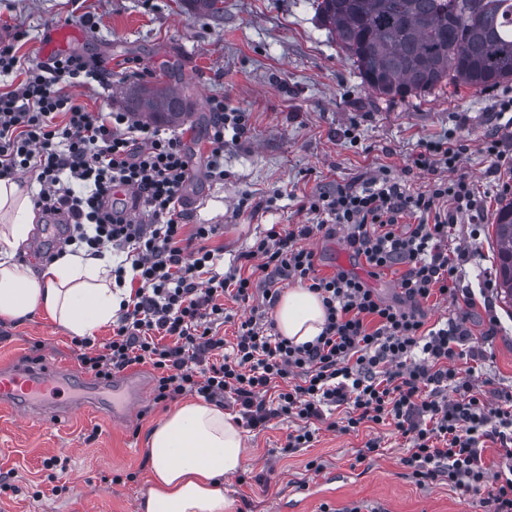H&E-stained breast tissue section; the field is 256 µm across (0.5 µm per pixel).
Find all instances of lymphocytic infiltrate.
<instances>
[{
  "label": "lymphocytic infiltrate",
  "mask_w": 512,
  "mask_h": 512,
  "mask_svg": "<svg viewBox=\"0 0 512 512\" xmlns=\"http://www.w3.org/2000/svg\"><path fill=\"white\" fill-rule=\"evenodd\" d=\"M26 78L0 93V179L24 173L40 191L34 206L67 224L90 254L112 248L125 257L112 273L134 280L112 323V336L76 340L81 368L111 376L135 365L157 373L154 403L183 395L238 406L245 427L272 419L293 422L286 450L310 447L320 427L355 432L388 423L411 442L402 460L417 485L447 481L462 493H484L490 512H512V396L490 406L458 367L482 357L469 347L459 317L426 327L420 309L432 296L456 297L465 252L450 255L459 214L474 206L458 168L464 146L455 133L427 143L414 168L450 176L414 193L390 172L356 190L339 186L308 198L319 224L266 230L220 271L210 224L187 227L182 189L190 160L178 134L123 111L90 112L70 86L104 84L111 70L82 54H59L46 65H24L12 43L0 42V75ZM206 174L224 179V133L243 135L242 113L211 99ZM346 232L347 248L370 275L399 266L401 299L380 298L358 277L320 275L314 233ZM317 293L326 319L314 341L296 345L273 333L268 317L281 284ZM251 303L232 345L218 329L230 319L222 298ZM344 408L342 421L332 411ZM504 450L497 470L483 462L486 442Z\"/></svg>",
  "instance_id": "obj_1"
}]
</instances>
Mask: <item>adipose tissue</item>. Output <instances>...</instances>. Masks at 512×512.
<instances>
[{"label":"adipose tissue","mask_w":512,"mask_h":512,"mask_svg":"<svg viewBox=\"0 0 512 512\" xmlns=\"http://www.w3.org/2000/svg\"><path fill=\"white\" fill-rule=\"evenodd\" d=\"M32 195L19 182L0 180V318L44 313L73 335H92L111 323L122 300L112 260L67 253L37 272L17 262L33 235ZM274 320L282 336L303 344L321 333L325 309L317 294L291 288ZM148 442L151 486L141 512H233L222 481L243 467L244 439L222 407L183 404L156 424Z\"/></svg>","instance_id":"adipose-tissue-1"}]
</instances>
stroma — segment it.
I'll list each match as a JSON object with an SVG mask.
<instances>
[{
  "label": "stroma",
  "mask_w": 512,
  "mask_h": 512,
  "mask_svg": "<svg viewBox=\"0 0 512 512\" xmlns=\"http://www.w3.org/2000/svg\"><path fill=\"white\" fill-rule=\"evenodd\" d=\"M81 32L72 51L104 61L113 85L130 83L125 62L138 60L151 77L166 76L188 99L183 142L190 176L182 196L193 200L192 224H213V245L225 264L273 224H313L307 197L339 185L365 186L379 170L403 178L411 191L426 190L437 175L408 173L423 143L455 130L465 146L459 171L475 192L473 210L459 217L454 243L472 249L457 300L422 302L427 323L463 314L473 345L485 358L477 385L490 404L512 394V310L496 291L494 213L512 188V121L498 104L512 96V81L484 91L438 87L405 99L379 96L362 84L347 53L319 23L314 0H224V15L191 16L177 0H0V33L24 36L15 44L25 62L41 61L50 29ZM223 99L243 112L248 132L224 134V180L205 174L211 122L208 102ZM502 158L484 151L487 137ZM247 209H239L240 200ZM320 274L344 270L364 279L385 301L398 297L399 270L372 277L353 256L343 234L316 233L306 240ZM493 339H486L489 326ZM59 369H78L72 336L46 315L0 319V364L30 358ZM143 388L128 424L113 426L88 408L67 419L15 414L0 405V512H139L150 487L148 437L175 402L154 403L155 373L136 366ZM290 430L274 419L245 430L248 476L224 480L236 512H285L301 499L303 512H486L481 495H460L442 481L420 486L401 464L407 441L391 425L356 433L322 429L311 447L282 454ZM380 438L379 455L358 461L359 449ZM57 457L61 466L48 467ZM320 472L308 471L310 460Z\"/></svg>",
  "instance_id": "1"
}]
</instances>
